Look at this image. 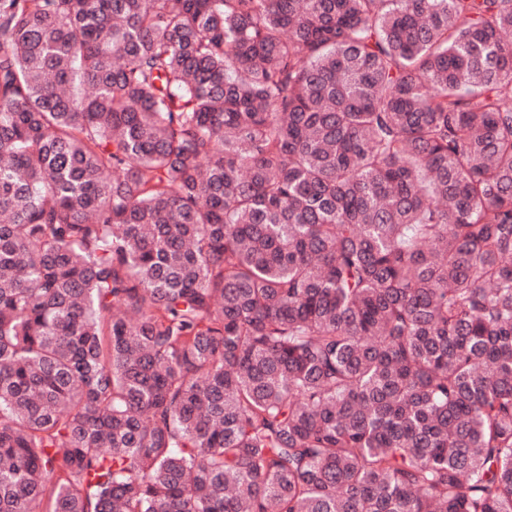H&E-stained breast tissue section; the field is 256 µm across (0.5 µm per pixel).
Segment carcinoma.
I'll return each instance as SVG.
<instances>
[{"label": "carcinoma", "instance_id": "cac0c4a2", "mask_svg": "<svg viewBox=\"0 0 512 512\" xmlns=\"http://www.w3.org/2000/svg\"><path fill=\"white\" fill-rule=\"evenodd\" d=\"M512 0H0V512H512Z\"/></svg>", "mask_w": 512, "mask_h": 512}]
</instances>
